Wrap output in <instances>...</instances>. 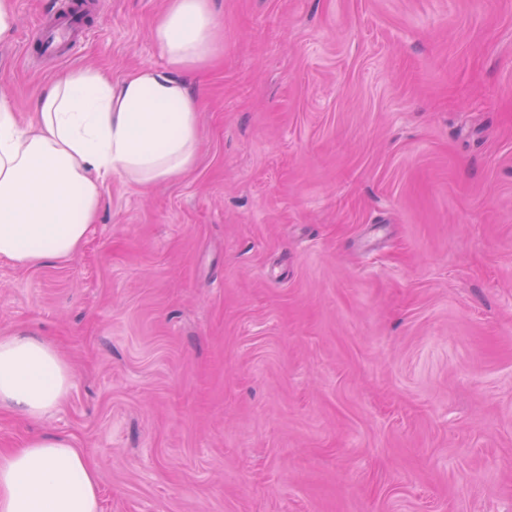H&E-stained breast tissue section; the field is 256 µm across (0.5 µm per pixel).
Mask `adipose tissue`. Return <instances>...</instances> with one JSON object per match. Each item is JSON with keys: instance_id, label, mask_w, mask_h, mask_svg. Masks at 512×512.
I'll use <instances>...</instances> for the list:
<instances>
[{"instance_id": "1", "label": "adipose tissue", "mask_w": 512, "mask_h": 512, "mask_svg": "<svg viewBox=\"0 0 512 512\" xmlns=\"http://www.w3.org/2000/svg\"><path fill=\"white\" fill-rule=\"evenodd\" d=\"M162 65L112 80L71 71L39 96L20 124L0 99V258L21 267L81 252L115 175L168 181L195 163L200 98L189 80L218 51L212 0H166L151 30ZM73 385L66 358L35 333H0V406L42 420ZM0 512H101L100 482L65 436L38 437L0 453Z\"/></svg>"}]
</instances>
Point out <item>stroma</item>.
Here are the masks:
<instances>
[{
	"label": "stroma",
	"mask_w": 512,
	"mask_h": 512,
	"mask_svg": "<svg viewBox=\"0 0 512 512\" xmlns=\"http://www.w3.org/2000/svg\"><path fill=\"white\" fill-rule=\"evenodd\" d=\"M197 159L106 181L79 256L0 261V333L74 369L43 422L102 512H512V0H213ZM14 0L0 99L162 59L164 0L69 57Z\"/></svg>",
	"instance_id": "1"
}]
</instances>
